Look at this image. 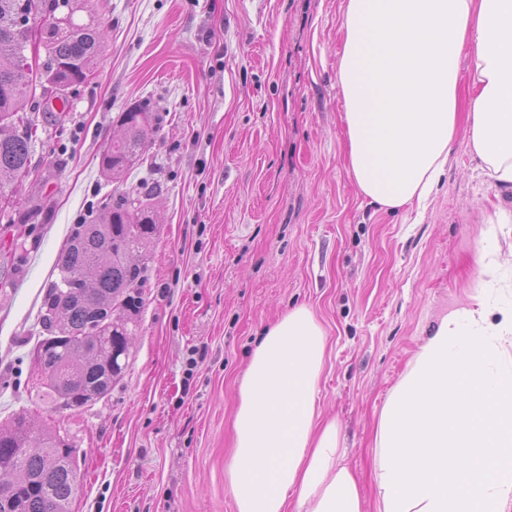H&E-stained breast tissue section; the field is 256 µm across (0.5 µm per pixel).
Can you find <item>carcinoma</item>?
Wrapping results in <instances>:
<instances>
[{"label": "carcinoma", "mask_w": 512, "mask_h": 512, "mask_svg": "<svg viewBox=\"0 0 512 512\" xmlns=\"http://www.w3.org/2000/svg\"><path fill=\"white\" fill-rule=\"evenodd\" d=\"M58 0H0V195L6 183L31 173V155L41 112L58 126L68 111L67 90L86 82L101 49L99 16L78 23L55 12ZM41 22L45 69L23 66L26 24ZM51 83L62 109L37 96L41 80ZM122 133L101 156L102 172L119 181L137 164L159 128V116L134 106L118 118ZM152 192L132 186L102 205L88 224H76L60 250L57 278L43 297L42 336L32 353L41 389L58 410H76L104 398L128 364L130 338L143 307L144 257L160 232ZM35 203L8 224L46 219ZM80 491L76 448L68 435L34 428L25 412L0 423V512H71Z\"/></svg>", "instance_id": "1"}]
</instances>
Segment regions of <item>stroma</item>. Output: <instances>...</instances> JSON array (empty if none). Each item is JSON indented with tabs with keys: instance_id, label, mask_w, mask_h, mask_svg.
Wrapping results in <instances>:
<instances>
[{
	"instance_id": "1",
	"label": "stroma",
	"mask_w": 512,
	"mask_h": 512,
	"mask_svg": "<svg viewBox=\"0 0 512 512\" xmlns=\"http://www.w3.org/2000/svg\"><path fill=\"white\" fill-rule=\"evenodd\" d=\"M347 0H103L94 75L69 92L63 128L40 131L37 181L12 184L45 224L0 223V422L25 409L65 431L82 488L73 512H235L226 465L239 387L265 327L296 305L327 333L317 406L335 419L363 512H378L376 427L409 361L478 284L475 255L512 188L469 145L475 95L424 209L370 203L347 169L337 84ZM162 122L125 183L157 187L129 365L79 412L42 400L31 352L42 296L73 225L116 187L100 158L121 112ZM205 352L195 368L193 349Z\"/></svg>"
}]
</instances>
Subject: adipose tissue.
<instances>
[{
	"label": "adipose tissue",
	"instance_id": "1",
	"mask_svg": "<svg viewBox=\"0 0 512 512\" xmlns=\"http://www.w3.org/2000/svg\"><path fill=\"white\" fill-rule=\"evenodd\" d=\"M338 86L348 168L392 211L426 200L457 130V76L471 46L469 144L512 188V0H347ZM498 241L479 250L473 303L443 316L381 410L379 512H512V300L499 297ZM326 333L288 310L253 351L228 468L236 512H361L335 421L317 394Z\"/></svg>",
	"mask_w": 512,
	"mask_h": 512
}]
</instances>
